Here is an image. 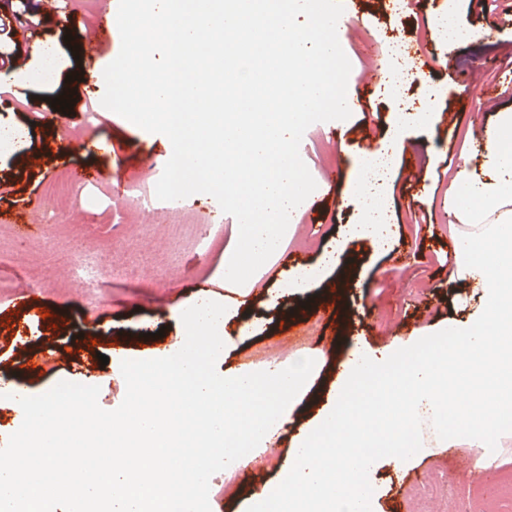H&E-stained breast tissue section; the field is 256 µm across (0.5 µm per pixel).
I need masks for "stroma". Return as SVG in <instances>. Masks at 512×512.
<instances>
[{"instance_id": "1", "label": "stroma", "mask_w": 512, "mask_h": 512, "mask_svg": "<svg viewBox=\"0 0 512 512\" xmlns=\"http://www.w3.org/2000/svg\"><path fill=\"white\" fill-rule=\"evenodd\" d=\"M455 6L468 23L490 29L484 41H463L455 48L430 40L428 22ZM512 0H412L406 17L383 8L381 0H358V18L348 19L343 50L352 69L349 89L365 88L362 111L345 121L318 122L305 131L303 161L310 172L332 166L352 170L369 147H385L403 108L433 113L429 125L408 129L397 153L387 189L393 238L385 249L368 242L348 251L351 276L344 285L342 314L331 321L317 316L326 306L327 283L287 289L297 267L272 258L255 274L248 305L235 315L250 326L219 356L218 373L242 364L287 365L297 355L316 352L322 364L311 393L328 395L339 365L355 345L372 351L405 342L417 329L465 320L479 311V291L448 282V194L464 156L465 141L476 138L496 112L512 111V21L501 14ZM40 28L42 42L54 55L56 78L45 84H23L12 72L0 80L19 98L0 107L21 141L0 152V275L13 288L0 292V395L24 390L38 396L62 381L99 387L106 410L122 402L126 385L114 343L127 347L126 358L157 359L173 355L186 306L210 296L224 298V250L237 233L232 215H220L217 201L206 194L183 199L179 223H171L166 202L153 200L137 210L135 199L151 190L161 173L159 161L171 147L166 136L147 132L102 106L105 89L80 80L82 64L71 55L65 35L77 45L91 41L96 14L83 0H68L64 11L47 7ZM401 37L418 48L424 74L412 75L395 96L366 87L364 78L383 58L388 43ZM499 85L494 101L476 97L474 87ZM74 92L70 112L50 107L51 98ZM111 143L108 151L100 143ZM335 165L324 162L326 152ZM421 156L424 183H414L406 158ZM69 179L67 199L49 187ZM360 201L341 184L315 210L292 215L297 230L285 240V253L305 265L316 263L346 226L357 223ZM24 224H16V216ZM48 310V317H27L25 305ZM95 350H81L85 338ZM53 352L55 362L43 373L20 377L17 364ZM108 356L101 364L100 356ZM319 411L308 396L295 404L289 422L273 446H257L254 466L218 472L210 480V502L224 512H251L255 488H276L296 445L299 431ZM474 437L449 440L430 455L419 453L403 470L384 465L366 470L373 489L372 512H434L438 503L466 512H503V502L486 496L478 474L469 470L476 458ZM432 483L436 501H422L419 490Z\"/></svg>"}]
</instances>
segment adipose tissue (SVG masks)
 Masks as SVG:
<instances>
[{"instance_id": "obj_1", "label": "adipose tissue", "mask_w": 512, "mask_h": 512, "mask_svg": "<svg viewBox=\"0 0 512 512\" xmlns=\"http://www.w3.org/2000/svg\"><path fill=\"white\" fill-rule=\"evenodd\" d=\"M480 137L478 162L458 171L448 211L456 220L449 279L480 289L482 312L438 328L434 339L413 332L405 353L351 352L339 366L330 406L302 429L279 486L253 493L252 512H370V502L351 482L353 473L375 462L368 444L380 440V457L395 468L412 461L392 452L395 438L384 435L382 418L394 415L408 428L428 427L427 447L442 448L448 443L445 421L488 429L512 398V111L496 113ZM390 173L387 165L378 172L365 169L363 180L353 185L362 200L358 223L348 226L321 264L294 279L293 287L322 280L351 241L388 244L393 230L384 197ZM462 373L470 378L469 390L449 398V383Z\"/></svg>"}]
</instances>
